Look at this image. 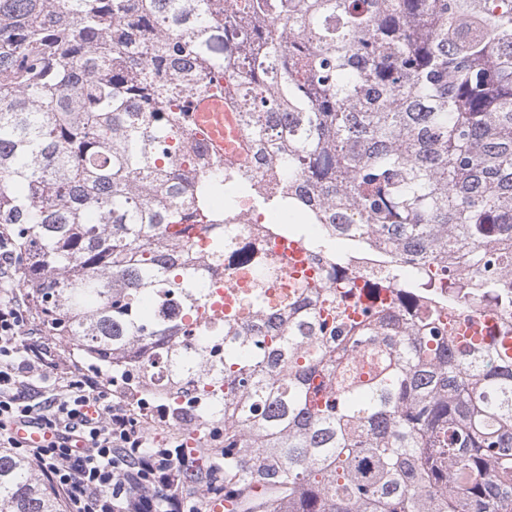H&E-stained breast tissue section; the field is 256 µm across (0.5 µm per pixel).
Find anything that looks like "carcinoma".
<instances>
[{"instance_id":"carcinoma-1","label":"carcinoma","mask_w":512,"mask_h":512,"mask_svg":"<svg viewBox=\"0 0 512 512\" xmlns=\"http://www.w3.org/2000/svg\"><path fill=\"white\" fill-rule=\"evenodd\" d=\"M232 73L272 183L176 156L191 101ZM228 180L436 269L360 282L318 240L338 287L297 279L232 240ZM0 224L44 325L126 392L127 346L183 329L167 297L201 301L188 232L213 269L259 272L223 364L168 353L224 382L222 424L186 430L192 512L219 483L235 512H512V0H0ZM271 280L292 287L276 323ZM0 512H61L12 448Z\"/></svg>"}]
</instances>
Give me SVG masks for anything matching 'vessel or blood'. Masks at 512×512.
I'll return each mask as SVG.
<instances>
[{
  "label": "vessel or blood",
  "instance_id": "1",
  "mask_svg": "<svg viewBox=\"0 0 512 512\" xmlns=\"http://www.w3.org/2000/svg\"><path fill=\"white\" fill-rule=\"evenodd\" d=\"M192 113L201 139L212 149L231 161L242 160L245 156V140L241 136H229L234 128V109L230 99L213 95L193 101Z\"/></svg>",
  "mask_w": 512,
  "mask_h": 512
}]
</instances>
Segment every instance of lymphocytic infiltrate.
<instances>
[{
    "label": "lymphocytic infiltrate",
    "mask_w": 512,
    "mask_h": 512,
    "mask_svg": "<svg viewBox=\"0 0 512 512\" xmlns=\"http://www.w3.org/2000/svg\"><path fill=\"white\" fill-rule=\"evenodd\" d=\"M21 260L0 229V446L16 447L19 422L50 431L25 454L66 512H186L179 452L150 447L131 407L97 376L61 365L18 295Z\"/></svg>",
    "instance_id": "obj_1"
}]
</instances>
